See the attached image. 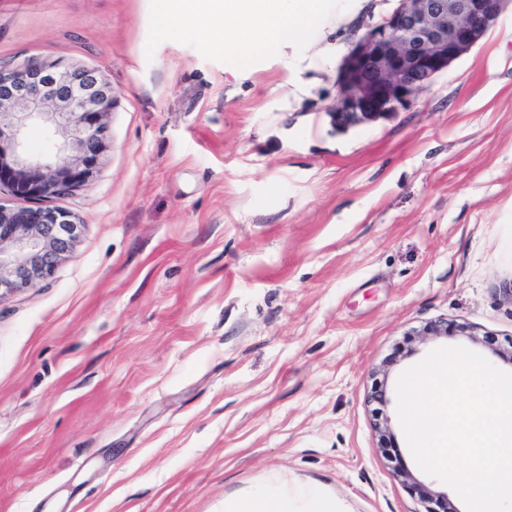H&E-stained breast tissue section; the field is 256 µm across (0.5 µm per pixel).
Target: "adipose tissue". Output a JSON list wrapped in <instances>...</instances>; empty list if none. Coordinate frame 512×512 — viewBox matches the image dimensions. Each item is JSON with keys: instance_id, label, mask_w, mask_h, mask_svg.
<instances>
[{"instance_id": "adipose-tissue-1", "label": "adipose tissue", "mask_w": 512, "mask_h": 512, "mask_svg": "<svg viewBox=\"0 0 512 512\" xmlns=\"http://www.w3.org/2000/svg\"><path fill=\"white\" fill-rule=\"evenodd\" d=\"M159 22L176 21L202 33L219 32L225 52L245 56L309 38L333 0H157ZM224 512H343L319 487L272 483L259 492L226 499Z\"/></svg>"}]
</instances>
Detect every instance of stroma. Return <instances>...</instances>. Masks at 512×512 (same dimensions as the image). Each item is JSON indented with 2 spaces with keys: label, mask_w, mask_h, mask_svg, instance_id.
Returning <instances> with one entry per match:
<instances>
[{
  "label": "stroma",
  "mask_w": 512,
  "mask_h": 512,
  "mask_svg": "<svg viewBox=\"0 0 512 512\" xmlns=\"http://www.w3.org/2000/svg\"><path fill=\"white\" fill-rule=\"evenodd\" d=\"M238 58L161 31L151 0H0V64L99 69L95 172L54 199L81 223L34 287L0 297V512H224L274 482L348 512H425L389 385L444 346L512 372V10L407 112L336 130L359 25ZM470 335L422 336L431 321Z\"/></svg>",
  "instance_id": "35a3bbf8"
}]
</instances>
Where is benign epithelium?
<instances>
[{"label":"benign epithelium","mask_w":512,"mask_h":512,"mask_svg":"<svg viewBox=\"0 0 512 512\" xmlns=\"http://www.w3.org/2000/svg\"><path fill=\"white\" fill-rule=\"evenodd\" d=\"M512 0H397L351 41L336 74L332 124L347 130L413 108L448 68L469 53ZM112 87L95 68L31 59L0 65V185L21 204H0V297L54 274L71 252L80 223L44 205L74 194L105 147ZM50 125L62 140L47 155L27 151L24 136ZM400 477L442 512L447 495L402 471Z\"/></svg>","instance_id":"benign-epithelium-1"}]
</instances>
